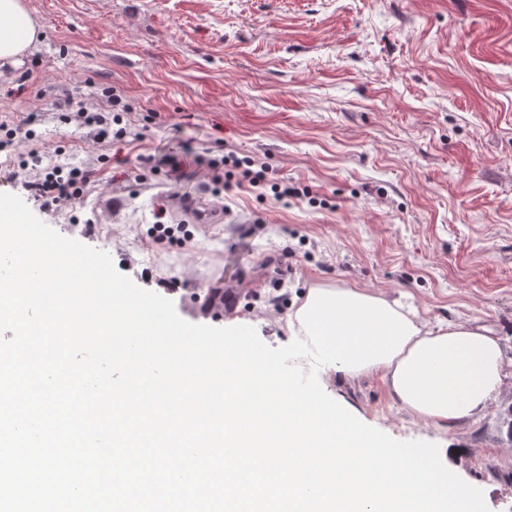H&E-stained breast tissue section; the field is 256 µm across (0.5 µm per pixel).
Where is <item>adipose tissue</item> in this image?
I'll use <instances>...</instances> for the list:
<instances>
[{"mask_svg": "<svg viewBox=\"0 0 512 512\" xmlns=\"http://www.w3.org/2000/svg\"><path fill=\"white\" fill-rule=\"evenodd\" d=\"M38 35L23 0H0V67L18 64ZM287 326L321 374L380 376L401 409L435 425L485 415L512 377L492 330L433 325L364 288L309 289Z\"/></svg>", "mask_w": 512, "mask_h": 512, "instance_id": "adipose-tissue-1", "label": "adipose tissue"}]
</instances>
